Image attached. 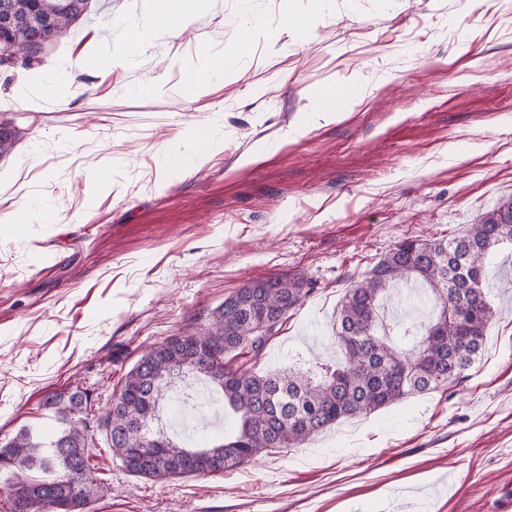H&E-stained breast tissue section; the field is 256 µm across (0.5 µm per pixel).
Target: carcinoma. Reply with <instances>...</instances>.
I'll return each mask as SVG.
<instances>
[{
  "label": "carcinoma",
  "instance_id": "carcinoma-1",
  "mask_svg": "<svg viewBox=\"0 0 512 512\" xmlns=\"http://www.w3.org/2000/svg\"><path fill=\"white\" fill-rule=\"evenodd\" d=\"M28 24L13 36L10 54L37 59L30 32L48 14L69 26L86 0H12ZM17 128H0V157L19 140ZM512 246V202L483 215L449 238L404 240L382 255L361 280H352L339 303L334 327L337 358L318 363L311 375L291 370L258 373L232 366L227 357L256 362L290 311L307 295L300 276L257 279L214 308L208 323L153 344L112 396L103 428L123 470L163 481L233 470L264 452L297 448L336 423L367 416L414 394L438 390L461 377L481 355L496 316L491 289L512 287L489 279L483 260ZM424 283L435 299L427 320L407 323L379 315L380 298L403 285ZM188 376L220 389L223 407L238 415L236 433L207 448L175 444L158 426V406L169 388ZM65 428L52 440L20 430L0 446V468L16 476L11 512H91L100 483L89 463L93 445L87 420L90 397L79 389L47 398ZM55 471L30 480L25 471Z\"/></svg>",
  "mask_w": 512,
  "mask_h": 512
}]
</instances>
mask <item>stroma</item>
<instances>
[{
  "label": "stroma",
  "mask_w": 512,
  "mask_h": 512,
  "mask_svg": "<svg viewBox=\"0 0 512 512\" xmlns=\"http://www.w3.org/2000/svg\"><path fill=\"white\" fill-rule=\"evenodd\" d=\"M285 14L312 23L286 30ZM130 24L145 42L113 63ZM217 55L223 80L185 94L186 73ZM327 84L361 95L316 126L309 93ZM0 121L21 131L0 158V215L30 222L0 243V444L24 428L53 438L44 399L80 387L94 512H498L512 497L510 292L448 389L228 472L129 475L101 427L145 348L205 324L248 281L298 274L310 288L258 370L326 360L350 279L512 200V0H199L177 37L149 0H88L41 61L0 64ZM201 126L219 148L164 175L160 153L191 149Z\"/></svg>",
  "instance_id": "stroma-1"
}]
</instances>
